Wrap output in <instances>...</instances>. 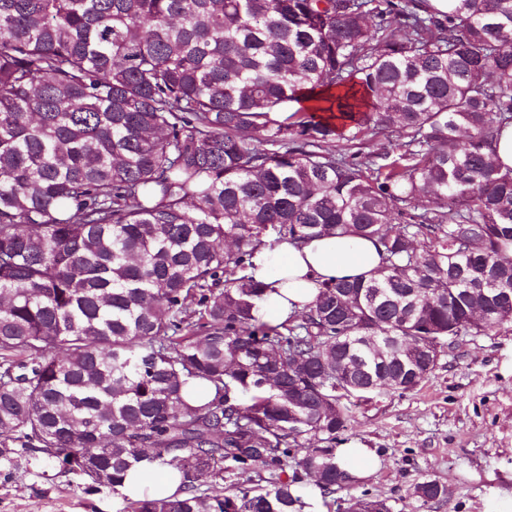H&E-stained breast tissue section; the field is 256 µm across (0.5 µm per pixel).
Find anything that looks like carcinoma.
<instances>
[{"instance_id":"obj_1","label":"carcinoma","mask_w":512,"mask_h":512,"mask_svg":"<svg viewBox=\"0 0 512 512\" xmlns=\"http://www.w3.org/2000/svg\"><path fill=\"white\" fill-rule=\"evenodd\" d=\"M450 5L0 0V457L187 482L124 512H304L299 484L359 482L346 401L428 378L405 344L512 323V0ZM270 229L384 265L270 325ZM493 161L503 169L512 167V126L502 128L495 144Z\"/></svg>"}]
</instances>
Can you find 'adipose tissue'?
Listing matches in <instances>:
<instances>
[{
  "label": "adipose tissue",
  "mask_w": 512,
  "mask_h": 512,
  "mask_svg": "<svg viewBox=\"0 0 512 512\" xmlns=\"http://www.w3.org/2000/svg\"><path fill=\"white\" fill-rule=\"evenodd\" d=\"M379 249L376 241L358 237L282 241L258 249L249 273L265 288L260 315L274 324L284 322L313 301L319 283L369 276L383 265ZM182 485L178 471H159L144 462L128 473L121 492L132 500L147 494L168 497L180 493Z\"/></svg>",
  "instance_id": "1"
}]
</instances>
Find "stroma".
I'll list each match as a JSON object with an SVG mask.
<instances>
[{
	"label": "stroma",
	"mask_w": 512,
	"mask_h": 512,
	"mask_svg": "<svg viewBox=\"0 0 512 512\" xmlns=\"http://www.w3.org/2000/svg\"><path fill=\"white\" fill-rule=\"evenodd\" d=\"M345 445L372 449L380 469L326 496L343 512L365 494L407 499L423 477L447 499L421 512H512V325L464 334L445 348L428 379L409 391L357 401ZM122 495L85 492L81 478L32 456L0 458V512H123Z\"/></svg>",
	"instance_id": "obj_1"
}]
</instances>
